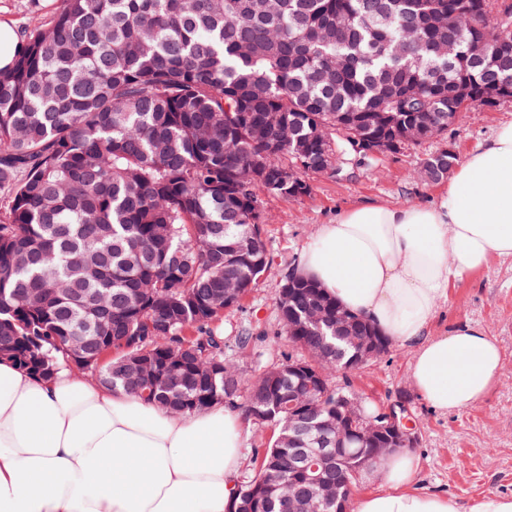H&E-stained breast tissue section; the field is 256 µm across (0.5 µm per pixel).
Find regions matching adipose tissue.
<instances>
[{
    "label": "adipose tissue",
    "mask_w": 512,
    "mask_h": 512,
    "mask_svg": "<svg viewBox=\"0 0 512 512\" xmlns=\"http://www.w3.org/2000/svg\"><path fill=\"white\" fill-rule=\"evenodd\" d=\"M512 259V122L457 164L433 201H362L320 225L298 271L411 354L418 395L443 413L478 402L503 354L465 325L434 335L452 281ZM244 419L214 404L175 415L60 367L49 378L0 358V512H227ZM421 458L388 455L354 512H461L422 489Z\"/></svg>",
    "instance_id": "obj_1"
}]
</instances>
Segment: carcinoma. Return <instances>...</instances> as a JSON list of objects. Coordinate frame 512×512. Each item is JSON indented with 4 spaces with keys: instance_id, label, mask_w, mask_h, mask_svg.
I'll use <instances>...</instances> for the list:
<instances>
[{
    "instance_id": "carcinoma-1",
    "label": "carcinoma",
    "mask_w": 512,
    "mask_h": 512,
    "mask_svg": "<svg viewBox=\"0 0 512 512\" xmlns=\"http://www.w3.org/2000/svg\"><path fill=\"white\" fill-rule=\"evenodd\" d=\"M461 0H61L49 25L23 35L13 67L0 69V346L20 370L52 374L72 361L76 337L92 359L85 374L182 413L215 402L270 428L237 512H344L364 459L379 446L331 448L308 478L297 425L336 419L352 391L309 390L290 367L330 378L354 365L358 320L316 282L301 278L277 298L300 354L246 376L224 358L211 325L240 304L270 264L261 195L309 193L305 163L322 119L348 175L350 138L377 133L347 116L379 109L386 85L419 88L413 112L386 113V133L422 122L448 132L472 106H448V82L491 81L512 67V22L487 43ZM463 43L436 55L435 26ZM339 26L342 38L306 33ZM418 43V59L399 45ZM350 65L325 78V64ZM453 151L417 175L448 178ZM298 180L280 181L283 169ZM302 402L301 416L288 403Z\"/></svg>"
}]
</instances>
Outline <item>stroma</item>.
Segmentation results:
<instances>
[{
  "label": "stroma",
  "instance_id": "35a3bbf8",
  "mask_svg": "<svg viewBox=\"0 0 512 512\" xmlns=\"http://www.w3.org/2000/svg\"><path fill=\"white\" fill-rule=\"evenodd\" d=\"M60 5V0H0V18H9L22 31L53 19ZM507 122H512V102L493 110L476 108L441 138L354 166L341 180L313 178L305 196L264 197L263 233L271 265L259 286L213 325L227 344V358L251 375L277 364L292 351L280 331L275 296L319 225L364 199L393 204L431 200L448 183L417 178L423 160L448 144L458 159H465ZM459 324L486 329L504 360L492 389L467 410L446 415L423 402L411 384V354L406 350L391 349L353 372L349 380L369 404L390 402L400 392L407 395L408 411L419 420L415 452L423 461L420 484L456 497L467 508L490 493L512 494V259H492L450 285L448 300L441 304L432 330L442 335ZM247 330L258 334L259 340L238 350L235 338Z\"/></svg>",
  "mask_w": 512,
  "mask_h": 512
}]
</instances>
